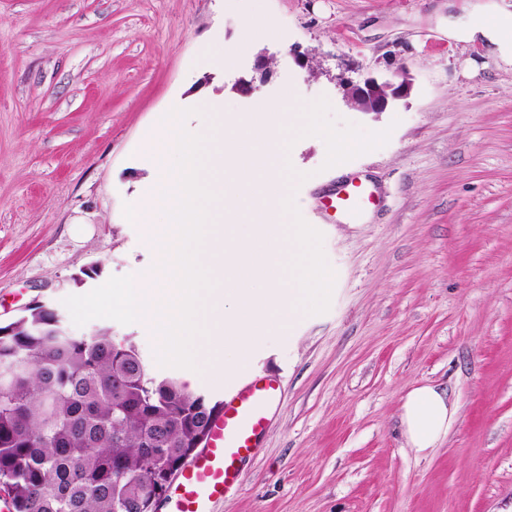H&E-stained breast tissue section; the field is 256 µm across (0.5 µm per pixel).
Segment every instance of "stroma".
<instances>
[{
  "instance_id": "35a3bbf8",
  "label": "stroma",
  "mask_w": 512,
  "mask_h": 512,
  "mask_svg": "<svg viewBox=\"0 0 512 512\" xmlns=\"http://www.w3.org/2000/svg\"><path fill=\"white\" fill-rule=\"evenodd\" d=\"M476 0H0V323L33 301L111 277L144 279L158 247L128 221L151 171L142 138L170 104L220 96L228 112L298 83L337 126L390 130L332 168L325 143L289 149L292 194L335 273L326 313L265 337L252 373L282 397L240 491L212 512H512V64L449 35ZM271 37L241 47L245 20ZM238 49L218 73L200 48ZM273 76L249 95L258 58ZM405 72L411 91L359 111L344 82ZM373 183L355 223L321 207L339 181ZM447 390L456 420L416 453L400 408Z\"/></svg>"
}]
</instances>
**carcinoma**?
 <instances>
[{"instance_id":"cac0c4a2","label":"carcinoma","mask_w":512,"mask_h":512,"mask_svg":"<svg viewBox=\"0 0 512 512\" xmlns=\"http://www.w3.org/2000/svg\"><path fill=\"white\" fill-rule=\"evenodd\" d=\"M0 488L10 512H139L208 430L203 395L109 329L67 335L39 306L0 327Z\"/></svg>"}]
</instances>
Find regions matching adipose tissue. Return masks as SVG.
<instances>
[{"label":"adipose tissue","mask_w":512,"mask_h":512,"mask_svg":"<svg viewBox=\"0 0 512 512\" xmlns=\"http://www.w3.org/2000/svg\"><path fill=\"white\" fill-rule=\"evenodd\" d=\"M457 407L446 390L435 385L411 389L401 405L400 421L410 448L423 453L437 443L450 429Z\"/></svg>","instance_id":"adipose-tissue-1"}]
</instances>
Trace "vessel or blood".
<instances>
[{"mask_svg": "<svg viewBox=\"0 0 512 512\" xmlns=\"http://www.w3.org/2000/svg\"><path fill=\"white\" fill-rule=\"evenodd\" d=\"M378 200L375 185L347 179L325 197L324 207L336 218L354 220ZM280 392L275 377L258 376L226 399L201 449L174 477L160 512H212L213 503L239 491L242 464L256 452Z\"/></svg>", "mask_w": 512, "mask_h": 512, "instance_id": "1", "label": "vessel or blood"}]
</instances>
